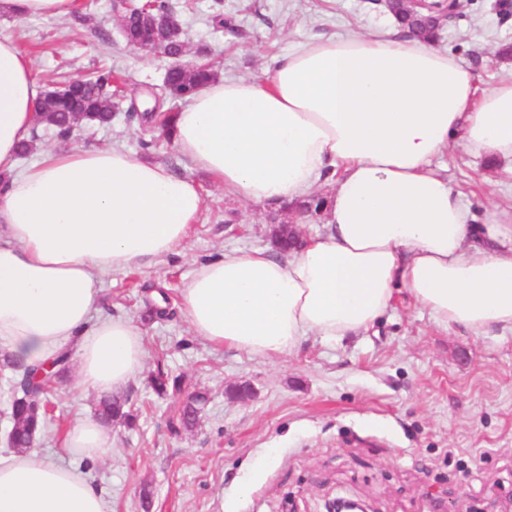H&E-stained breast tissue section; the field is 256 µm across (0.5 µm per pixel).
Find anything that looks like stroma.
Here are the masks:
<instances>
[{
  "mask_svg": "<svg viewBox=\"0 0 512 512\" xmlns=\"http://www.w3.org/2000/svg\"><path fill=\"white\" fill-rule=\"evenodd\" d=\"M171 2L186 33L184 62L256 81L302 43L389 19L370 0H224L225 13L245 32L238 38L212 26V0ZM0 36L29 55L42 88L105 68L142 111L153 107L150 90L171 64L127 45L112 0H78L64 20L0 13ZM437 44L480 85L512 76V52H503L512 49V0H460ZM35 132L21 165L48 149L116 145L203 187V209L177 252L101 285L96 316L131 319L143 335L144 366L124 390L134 427L112 422L114 442L104 456L63 453L67 430L93 417L97 401L79 386L72 361L35 440L51 460L83 470L112 512H318L324 497L339 493L366 499L377 512H423L430 500L453 512H500L512 503L511 334L443 331L401 291L380 324L342 344L311 337L281 358L214 348L180 313L183 279L224 251L273 247L271 228L288 221L285 207L225 194L160 129L143 131L122 111L110 125L84 123L66 138L42 124ZM145 137L152 148L141 147ZM435 164L475 223L491 209L512 210V186L498 182L488 159L458 147ZM160 370L184 376V393H207L194 428L180 427L175 417L184 394L153 390ZM241 384L252 386L250 398L232 396Z\"/></svg>",
  "mask_w": 512,
  "mask_h": 512,
  "instance_id": "obj_1",
  "label": "stroma"
}]
</instances>
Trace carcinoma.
Masks as SVG:
<instances>
[{
  "mask_svg": "<svg viewBox=\"0 0 512 512\" xmlns=\"http://www.w3.org/2000/svg\"><path fill=\"white\" fill-rule=\"evenodd\" d=\"M167 10L165 0H153L149 9L129 16L126 26L122 28L123 35L146 43L162 42L168 47L171 56H177L182 48L184 32L162 31L154 23V16ZM211 76V70L204 65L188 69L173 65L165 73L161 90L166 96L186 100L203 87ZM115 98L110 74L104 71L88 73L81 76L73 85L71 92L64 96H53L49 91L42 92V117L39 121L56 129L60 134L69 131V117L75 115L80 116L85 122L104 125L112 119L116 107ZM68 360V352L60 353L52 367L40 377L37 375V369L26 367L9 358L5 359V363L20 371L11 407V435L15 449H27L34 441L35 434L45 422L44 407L50 403L51 389ZM151 384L157 393L163 394L170 390L182 391L183 381L179 376L171 377L160 371L151 379ZM205 400L206 397L200 393L189 395L180 415L177 416L180 425L186 429L193 427L197 420L198 405ZM125 405L126 401L120 398L105 397L99 401L96 415L106 423L117 419L129 421L132 414L124 410Z\"/></svg>",
  "mask_w": 512,
  "mask_h": 512,
  "instance_id": "obj_1",
  "label": "carcinoma"
}]
</instances>
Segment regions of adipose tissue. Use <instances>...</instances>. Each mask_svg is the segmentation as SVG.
Segmentation results:
<instances>
[{
	"mask_svg": "<svg viewBox=\"0 0 512 512\" xmlns=\"http://www.w3.org/2000/svg\"><path fill=\"white\" fill-rule=\"evenodd\" d=\"M75 0H0L15 16L64 19ZM41 94L33 62L0 38V350L27 365L74 346L78 383L116 394L144 342L124 318L94 317L106 276L175 252L202 209L200 185L120 147L48 150L17 170ZM175 144L246 202L325 196L323 233L283 258L229 251L179 289L195 336L259 357L317 337L366 335L404 288L442 330L512 333V216L474 224L432 166L451 146L486 155L512 181V77L479 86L432 43L385 25L317 39L265 81L216 77L177 112ZM111 430L77 419L63 448L88 457ZM0 512H111L77 468L29 448L0 458Z\"/></svg>",
	"mask_w": 512,
	"mask_h": 512,
	"instance_id": "ef3b65f1",
	"label": "adipose tissue"
}]
</instances>
